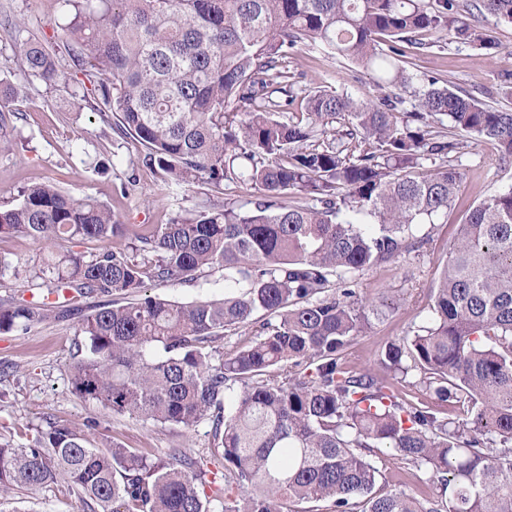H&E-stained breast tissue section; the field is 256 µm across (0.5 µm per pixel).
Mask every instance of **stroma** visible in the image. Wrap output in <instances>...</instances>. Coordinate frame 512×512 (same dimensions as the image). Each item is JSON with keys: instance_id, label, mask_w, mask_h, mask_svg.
I'll return each instance as SVG.
<instances>
[{"instance_id": "35a3bbf8", "label": "stroma", "mask_w": 512, "mask_h": 512, "mask_svg": "<svg viewBox=\"0 0 512 512\" xmlns=\"http://www.w3.org/2000/svg\"><path fill=\"white\" fill-rule=\"evenodd\" d=\"M0 79L18 90L17 97L0 105L17 112L10 132L13 149L0 153V208H8L19 188L50 181L76 196H90L112 208L120 223L144 229L165 224L179 213L203 210L231 199L249 201L241 188L193 185L168 187L160 173L145 167V147L132 135L114 127L111 112L91 110L78 95L82 73L65 67L55 85L27 77L14 54L15 41L31 36L50 42L65 39L59 24L57 0H0ZM475 25L496 30L500 48L486 51L453 41L440 32L439 45L421 50L414 59L415 85L435 77L440 82L470 92L486 103L512 109V25L473 15ZM295 78L303 86H332L355 97L373 98L379 93L370 72L343 57L320 48L299 51L292 63ZM458 164L463 186L443 224L427 225L430 241L404 255L358 276L359 300L376 305L366 333L353 337L342 354L351 369L377 370L379 354L390 342L414 335L429 323L431 290L442 268V259L456 235V226L477 200L512 188V160H502L495 142L480 140L464 148ZM42 247L25 238L0 237V284L17 286L15 269L37 262ZM146 294L191 302L224 295L219 274L201 275L195 284L146 282ZM76 326L48 321L18 332L0 334V434L15 444H27L31 427L49 418L83 424L96 421L97 447L119 442L149 457L179 448L195 457H209L208 423L190 430L150 420L116 416L101 404L77 397L70 391V365L77 352ZM372 460L380 471L378 488L403 491L416 497L431 494L424 471L398 459L386 448L376 449ZM20 512L36 506L38 512H80L78 501L63 488L48 487L14 496Z\"/></svg>"}]
</instances>
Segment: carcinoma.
<instances>
[{"mask_svg": "<svg viewBox=\"0 0 512 512\" xmlns=\"http://www.w3.org/2000/svg\"><path fill=\"white\" fill-rule=\"evenodd\" d=\"M66 53L93 103L147 149L143 164L176 187L251 191L252 208L178 214L143 233L92 197L52 183L18 190L0 235L44 245L16 272L29 300L0 297V333L77 322L71 391L114 415L185 429L207 421L224 471L172 450L151 459L90 440L96 423L44 419L29 445L0 439V512L16 490L52 485L83 512H512V189L488 195L458 225L432 289L429 325L381 352L395 375L419 370L427 400L398 397L371 371L338 363L369 326L360 273L421 247L448 217L464 138L512 158V111L431 78L416 89L412 56L447 28L487 51L494 36L462 19L460 0H59ZM474 8L512 23V0ZM321 47L374 73L383 90L355 99L297 85L290 63ZM27 74L59 80L49 44L17 41ZM433 169L421 172L425 162ZM104 243L88 258L74 250ZM222 272L224 297L179 303L142 293ZM255 337L227 357L230 329ZM462 399L470 418L440 408ZM388 448L425 468L436 492L379 495L371 459Z\"/></svg>", "mask_w": 512, "mask_h": 512, "instance_id": "carcinoma-1", "label": "carcinoma"}]
</instances>
